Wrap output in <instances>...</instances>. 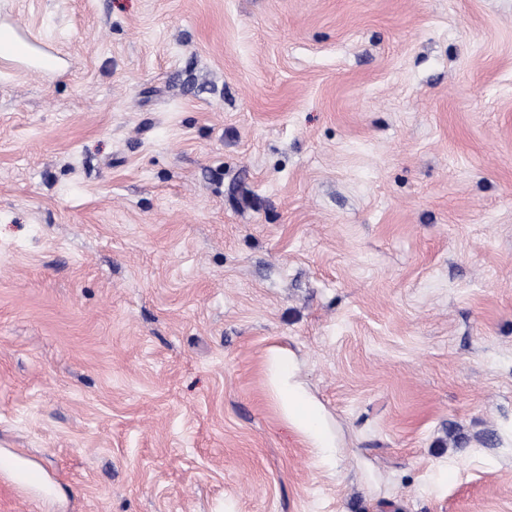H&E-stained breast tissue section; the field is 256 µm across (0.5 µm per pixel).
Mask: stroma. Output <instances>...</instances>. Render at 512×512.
Listing matches in <instances>:
<instances>
[{"mask_svg":"<svg viewBox=\"0 0 512 512\" xmlns=\"http://www.w3.org/2000/svg\"><path fill=\"white\" fill-rule=\"evenodd\" d=\"M2 9L0 512H512V0ZM12 33L10 43L2 47L0 62L2 64H21L30 66L43 72L57 68L62 57L53 48L32 38L30 34L19 25L3 24ZM264 371L282 420L302 436L317 461L330 462L336 435L321 403L298 381L296 359L287 349L273 347L264 360Z\"/></svg>","mask_w":512,"mask_h":512,"instance_id":"obj_1","label":"stroma"}]
</instances>
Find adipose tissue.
Returning a JSON list of instances; mask_svg holds the SVG:
<instances>
[{"instance_id":"1","label":"adipose tissue","mask_w":512,"mask_h":512,"mask_svg":"<svg viewBox=\"0 0 512 512\" xmlns=\"http://www.w3.org/2000/svg\"><path fill=\"white\" fill-rule=\"evenodd\" d=\"M264 371L282 420L302 436L317 461L330 462L336 435L321 403L298 381L295 358L285 348H271L264 360Z\"/></svg>"}]
</instances>
